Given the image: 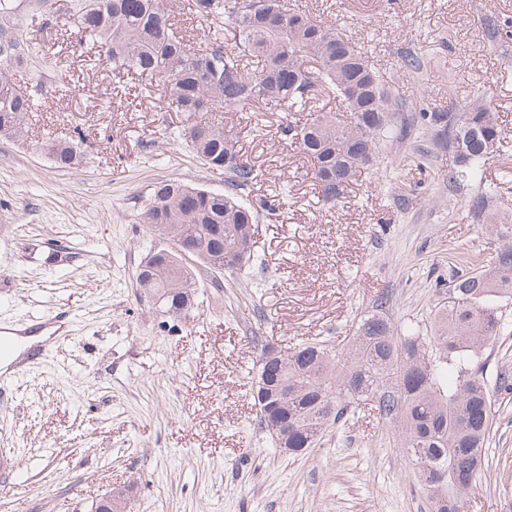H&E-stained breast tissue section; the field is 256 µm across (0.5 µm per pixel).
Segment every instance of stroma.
<instances>
[{
    "label": "stroma",
    "instance_id": "1",
    "mask_svg": "<svg viewBox=\"0 0 512 512\" xmlns=\"http://www.w3.org/2000/svg\"><path fill=\"white\" fill-rule=\"evenodd\" d=\"M291 2L338 24L403 114L489 105L502 128L498 152L481 176L452 188V157L427 152L431 133L418 127L382 142L379 166L330 208L279 131L286 107L219 113L265 173L243 196L258 210V261L201 276L193 307L175 317L136 282L143 257L163 246L137 217L141 201L170 178L219 190L223 174L179 140L184 116L169 108L164 84L131 108L135 82L118 83L107 64L65 97L60 67H44L28 141L0 138V328L25 335L42 315L71 317L46 329L24 370L0 373V503L93 512L126 488L134 512H430L376 411L349 415L288 456L258 424L250 379L261 338L284 350L307 339L344 346L372 314L431 334L448 304L449 254L500 246L468 203L497 187L495 219L512 224V0ZM411 57L418 70L406 67ZM49 137L78 141L80 166L58 168L40 149ZM281 188L285 205L266 208ZM501 306L506 330L484 350L495 416L465 512H512V390L499 380L512 375V299Z\"/></svg>",
    "mask_w": 512,
    "mask_h": 512
}]
</instances>
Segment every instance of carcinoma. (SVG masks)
<instances>
[{"instance_id":"cac0c4a2","label":"carcinoma","mask_w":512,"mask_h":512,"mask_svg":"<svg viewBox=\"0 0 512 512\" xmlns=\"http://www.w3.org/2000/svg\"><path fill=\"white\" fill-rule=\"evenodd\" d=\"M185 0L182 10L203 23L224 16L234 39L195 48L177 36L164 0H0V137L24 141L34 95L16 83L30 74L35 29L26 21H54L62 32L55 54L88 44L104 52L118 73L146 74L171 85L170 108L186 116L179 138L203 165L224 173V190L181 179L156 183L139 212L141 223L170 246L150 252L136 282L174 316L192 307L196 283L207 273L234 274L254 256L257 212L240 199L260 172L243 160L237 142L212 112L266 101L286 103L309 117L288 122L311 163L326 204L342 196L357 173L376 165L382 140L401 142L413 124L398 117L392 91L364 53L333 24L291 7L288 0ZM326 88L346 105L331 112L314 105ZM434 149L454 158L448 183L476 176L498 148L501 130L487 106L465 112H424ZM60 168L79 164L77 145L42 144ZM494 192L476 195L470 210L505 242L486 260L472 251L453 256L448 321L430 336L383 317L362 318L350 347L305 341L278 355L257 340L261 362L253 388L260 420L284 422L295 448H312L350 409L371 404L398 433L400 453L412 465L431 512H464L481 471V450L493 407L478 353L502 334L499 296L512 294V224H493ZM288 388V403L278 397Z\"/></svg>"}]
</instances>
